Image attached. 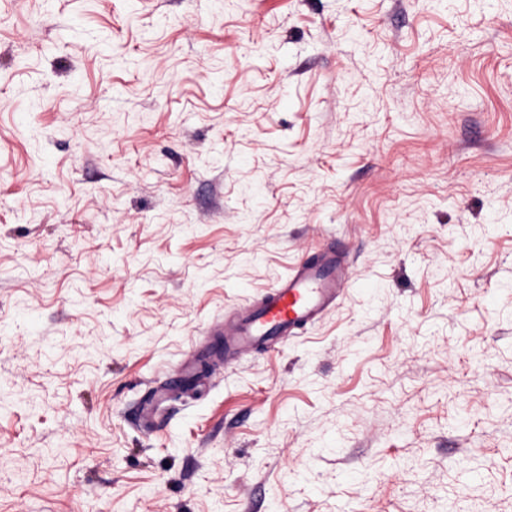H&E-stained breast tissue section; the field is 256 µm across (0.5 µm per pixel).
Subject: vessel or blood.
Segmentation results:
<instances>
[{
    "label": "vessel or blood",
    "mask_w": 512,
    "mask_h": 512,
    "mask_svg": "<svg viewBox=\"0 0 512 512\" xmlns=\"http://www.w3.org/2000/svg\"><path fill=\"white\" fill-rule=\"evenodd\" d=\"M354 278L347 254L326 243L302 258L260 302L240 307L224 324V354L232 357L298 336L335 307Z\"/></svg>",
    "instance_id": "1"
}]
</instances>
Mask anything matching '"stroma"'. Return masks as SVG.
I'll list each match as a JSON object with an SVG mask.
<instances>
[{
  "label": "stroma",
  "mask_w": 512,
  "mask_h": 512,
  "mask_svg": "<svg viewBox=\"0 0 512 512\" xmlns=\"http://www.w3.org/2000/svg\"><path fill=\"white\" fill-rule=\"evenodd\" d=\"M0 512H512V0H0ZM347 253L328 242L302 258L260 302L239 308L212 336H224L225 358L300 336L336 306L354 278Z\"/></svg>",
  "instance_id": "35a3bbf8"
}]
</instances>
